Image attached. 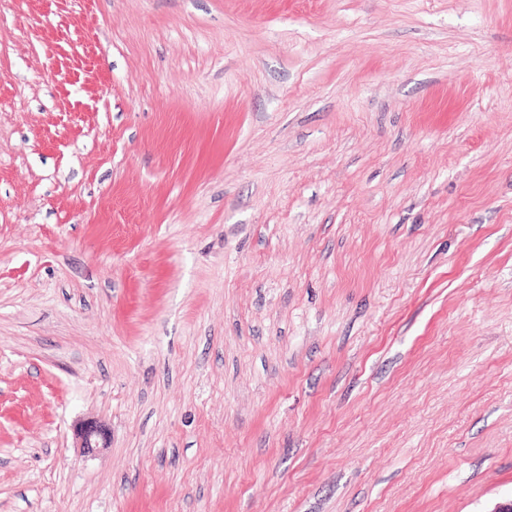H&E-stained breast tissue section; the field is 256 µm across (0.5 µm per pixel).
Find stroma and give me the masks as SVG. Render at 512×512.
I'll use <instances>...</instances> for the list:
<instances>
[{"label":"stroma","mask_w":512,"mask_h":512,"mask_svg":"<svg viewBox=\"0 0 512 512\" xmlns=\"http://www.w3.org/2000/svg\"><path fill=\"white\" fill-rule=\"evenodd\" d=\"M511 500L512 0H0V512ZM79 446L85 453L94 454L100 448H108L109 438L105 430L95 421L85 423L78 431Z\"/></svg>","instance_id":"1"}]
</instances>
